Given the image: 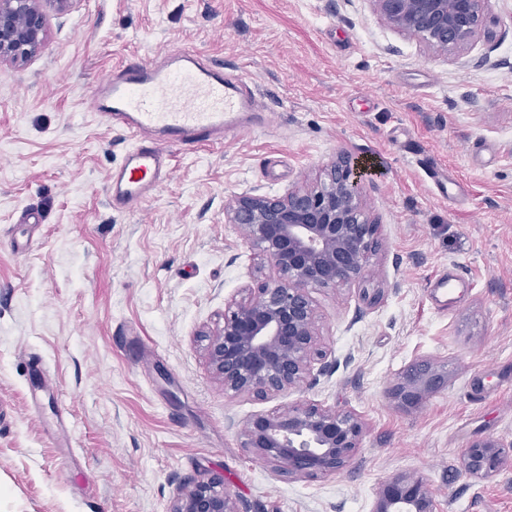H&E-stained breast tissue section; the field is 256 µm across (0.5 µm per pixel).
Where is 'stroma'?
<instances>
[{"mask_svg": "<svg viewBox=\"0 0 512 512\" xmlns=\"http://www.w3.org/2000/svg\"><path fill=\"white\" fill-rule=\"evenodd\" d=\"M485 17L446 56L370 0H74L49 14L39 54L0 64V512H170L212 477L241 512H373L395 477L424 482L437 512H512V466L459 469L473 440L512 441V0H488ZM184 48L242 77L269 117L252 137L172 151L155 197L112 208L132 142L91 112V90L130 56ZM340 154L371 165L373 271L311 290L326 352L311 387L225 391L202 334L275 270L224 211ZM444 272L462 279L433 296ZM418 360L448 381L405 408L390 390ZM306 401L364 423L341 474L293 477L244 445L254 414Z\"/></svg>", "mask_w": 512, "mask_h": 512, "instance_id": "35a3bbf8", "label": "stroma"}]
</instances>
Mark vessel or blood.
I'll use <instances>...</instances> for the list:
<instances>
[{
    "label": "vessel or blood",
    "mask_w": 512,
    "mask_h": 512,
    "mask_svg": "<svg viewBox=\"0 0 512 512\" xmlns=\"http://www.w3.org/2000/svg\"><path fill=\"white\" fill-rule=\"evenodd\" d=\"M91 108L133 141L109 181V199L118 209L138 207L170 178L172 149L213 144L230 130L246 135L264 121L243 83L186 49L121 64L117 75L96 86Z\"/></svg>",
    "instance_id": "obj_1"
}]
</instances>
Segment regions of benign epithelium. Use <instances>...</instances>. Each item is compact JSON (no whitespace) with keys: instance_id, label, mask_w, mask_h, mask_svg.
<instances>
[{"instance_id":"benign-epithelium-1","label":"benign epithelium","mask_w":512,"mask_h":512,"mask_svg":"<svg viewBox=\"0 0 512 512\" xmlns=\"http://www.w3.org/2000/svg\"><path fill=\"white\" fill-rule=\"evenodd\" d=\"M74 0H0V63H23L38 54L47 37V13L68 11ZM486 0H372L379 18L442 54L466 49L485 23ZM368 166L340 154L324 178L284 196L243 194L225 210L260 263L276 270L259 281L253 295L233 298L223 325L205 347L212 374L224 391L265 398L294 389L310 374L320 348L313 288L359 283L369 273L378 226L367 216L361 181ZM434 361L414 362L392 389L403 407H415L447 382ZM364 423L352 412L306 401L254 415L245 447L291 476L339 474L360 446ZM500 438L471 442L460 455L469 478L489 479L506 463ZM171 512H240L224 481L212 478L185 489ZM374 512H436L420 481L386 482Z\"/></svg>"}]
</instances>
